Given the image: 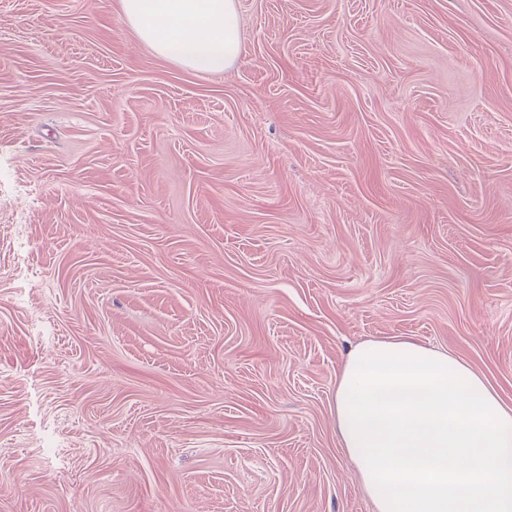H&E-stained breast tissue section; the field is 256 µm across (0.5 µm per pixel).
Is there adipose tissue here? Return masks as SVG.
Segmentation results:
<instances>
[{
    "label": "adipose tissue",
    "mask_w": 512,
    "mask_h": 512,
    "mask_svg": "<svg viewBox=\"0 0 512 512\" xmlns=\"http://www.w3.org/2000/svg\"><path fill=\"white\" fill-rule=\"evenodd\" d=\"M159 56L218 75L242 55L235 0H119ZM336 428L374 512H512V404L447 351L357 345L336 379Z\"/></svg>",
    "instance_id": "ef3b65f1"
}]
</instances>
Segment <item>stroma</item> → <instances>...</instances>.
Masks as SVG:
<instances>
[{"instance_id":"stroma-1","label":"stroma","mask_w":512,"mask_h":512,"mask_svg":"<svg viewBox=\"0 0 512 512\" xmlns=\"http://www.w3.org/2000/svg\"><path fill=\"white\" fill-rule=\"evenodd\" d=\"M237 7L207 76L0 0V512H373L367 339L512 403V0Z\"/></svg>"}]
</instances>
